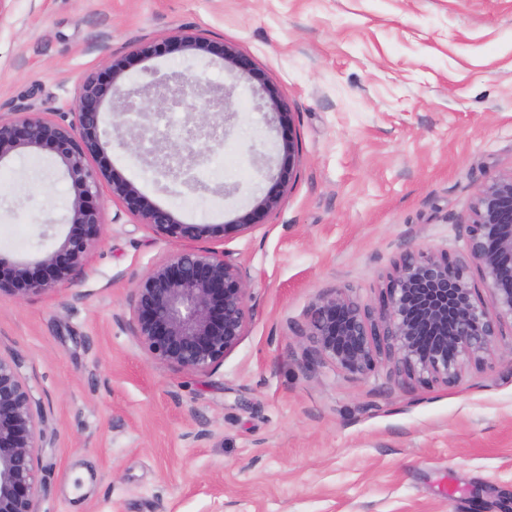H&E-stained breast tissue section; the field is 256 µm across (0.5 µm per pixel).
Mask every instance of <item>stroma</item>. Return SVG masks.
I'll use <instances>...</instances> for the list:
<instances>
[{
    "mask_svg": "<svg viewBox=\"0 0 512 512\" xmlns=\"http://www.w3.org/2000/svg\"><path fill=\"white\" fill-rule=\"evenodd\" d=\"M184 30L235 46L260 79L212 54L132 60ZM118 60L133 87L178 73L230 90L228 135L197 145L209 192L113 141L98 162L183 222L224 225L209 245L249 279V320L210 374L154 361L115 317L173 245L102 190L107 226L85 267L0 296V354L47 415L39 512H512V340L455 384L424 386L315 359L302 334L333 289L376 304L406 250L464 253L478 189L512 171V0H7L0 112L58 116L84 73ZM264 81L288 102L300 161L280 206L242 232L235 218L283 162ZM69 201L53 153L0 166V257L51 249ZM201 424L208 438L186 440Z\"/></svg>",
    "mask_w": 512,
    "mask_h": 512,
    "instance_id": "1",
    "label": "stroma"
}]
</instances>
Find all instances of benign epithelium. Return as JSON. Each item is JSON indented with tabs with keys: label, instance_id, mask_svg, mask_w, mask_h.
<instances>
[{
	"label": "benign epithelium",
	"instance_id": "7a95c632",
	"mask_svg": "<svg viewBox=\"0 0 512 512\" xmlns=\"http://www.w3.org/2000/svg\"><path fill=\"white\" fill-rule=\"evenodd\" d=\"M163 46L190 55H217L232 72L258 75L251 58L195 33L173 36ZM124 71L118 62L106 79L95 72L84 75L68 122L32 106L0 113V165L24 152L48 149L64 166L72 189L66 235L32 262L0 258V293L22 300L53 290L85 265L106 227L98 203L104 186L158 238L199 242L216 236L214 225L179 220L137 184L95 164L107 135L101 118L107 102L115 105V130L125 128L131 135V142L121 138L119 146L154 156L158 174L195 191L207 189V184L196 175L204 157L194 143L223 140L206 110L175 135L130 124L126 115L134 108V97L141 98L140 114L145 115L169 102L182 103L186 89L176 75L130 88ZM263 91L262 108L277 114L288 131L282 144L284 162L266 194L235 220L241 230L253 228L278 207L299 160L288 102L273 87L265 85ZM466 232L461 257L420 249L403 254L376 307L359 303L342 288L320 296L304 331L316 354L351 374L368 372L384 359L409 379L446 385L469 368L488 365L505 329L512 330V172L480 188ZM249 297L247 281L224 253L204 246L180 248L132 283L130 317L118 315L116 321L158 363L204 375L222 365L245 336ZM44 423L43 404L23 378L19 362L0 355V512H38Z\"/></svg>",
	"mask_w": 512,
	"mask_h": 512
}]
</instances>
